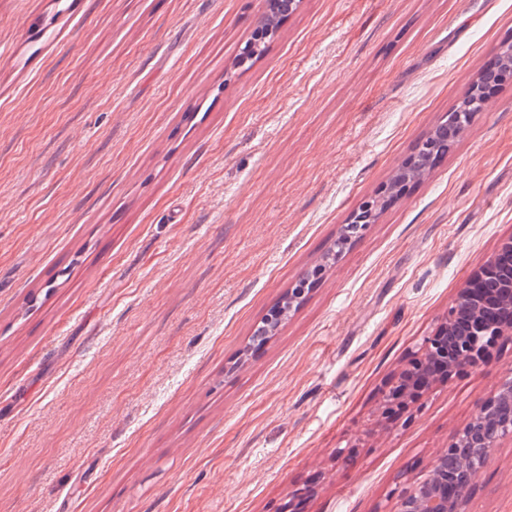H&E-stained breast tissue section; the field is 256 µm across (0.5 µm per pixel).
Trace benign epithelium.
I'll list each match as a JSON object with an SVG mask.
<instances>
[{"label":"benign epithelium","mask_w":512,"mask_h":512,"mask_svg":"<svg viewBox=\"0 0 512 512\" xmlns=\"http://www.w3.org/2000/svg\"><path fill=\"white\" fill-rule=\"evenodd\" d=\"M487 265L500 274L473 277L474 287L460 291L445 322L423 337L414 357L382 391V416H392L457 370L484 364L489 359L488 339L512 335V238L501 243ZM507 437L512 439L509 374L454 433L425 477L400 491L393 512H465L468 493L491 451Z\"/></svg>","instance_id":"benign-epithelium-1"}]
</instances>
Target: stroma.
Here are the masks:
<instances>
[{"instance_id":"1","label":"stroma","mask_w":512,"mask_h":512,"mask_svg":"<svg viewBox=\"0 0 512 512\" xmlns=\"http://www.w3.org/2000/svg\"><path fill=\"white\" fill-rule=\"evenodd\" d=\"M265 6L0 0V512H392L512 371L507 336L381 417L512 237V81L326 259L512 0H299L238 68ZM466 510L512 512V439Z\"/></svg>"}]
</instances>
